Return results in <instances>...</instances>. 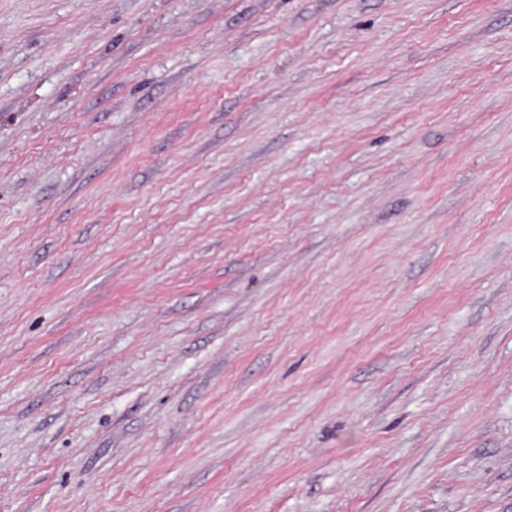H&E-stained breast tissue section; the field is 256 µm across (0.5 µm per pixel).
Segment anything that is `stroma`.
<instances>
[{
  "instance_id": "1",
  "label": "stroma",
  "mask_w": 512,
  "mask_h": 512,
  "mask_svg": "<svg viewBox=\"0 0 512 512\" xmlns=\"http://www.w3.org/2000/svg\"><path fill=\"white\" fill-rule=\"evenodd\" d=\"M0 512H512V0H0Z\"/></svg>"
}]
</instances>
